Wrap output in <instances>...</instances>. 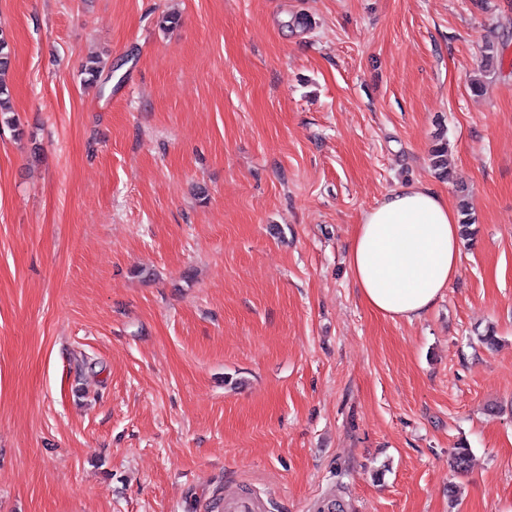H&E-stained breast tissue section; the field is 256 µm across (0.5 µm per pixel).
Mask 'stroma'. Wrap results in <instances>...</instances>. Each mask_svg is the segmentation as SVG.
Listing matches in <instances>:
<instances>
[{"instance_id":"obj_1","label":"stroma","mask_w":512,"mask_h":512,"mask_svg":"<svg viewBox=\"0 0 512 512\" xmlns=\"http://www.w3.org/2000/svg\"><path fill=\"white\" fill-rule=\"evenodd\" d=\"M0 30V512H512V0H0ZM417 182L475 234L395 322L348 253ZM10 67L9 44L1 31L0 33V119L1 116L11 112L9 89L6 75Z\"/></svg>"}]
</instances>
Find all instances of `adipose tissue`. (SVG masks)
<instances>
[{
  "mask_svg": "<svg viewBox=\"0 0 512 512\" xmlns=\"http://www.w3.org/2000/svg\"><path fill=\"white\" fill-rule=\"evenodd\" d=\"M459 242L455 207L433 189L411 184L363 213L349 266L372 310L412 322L433 308L457 276Z\"/></svg>",
  "mask_w": 512,
  "mask_h": 512,
  "instance_id": "1",
  "label": "adipose tissue"
}]
</instances>
